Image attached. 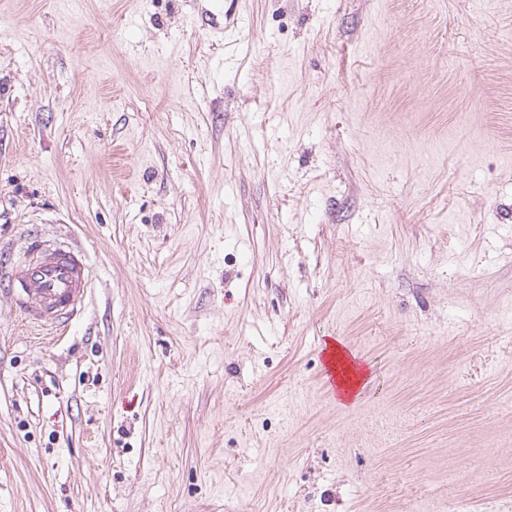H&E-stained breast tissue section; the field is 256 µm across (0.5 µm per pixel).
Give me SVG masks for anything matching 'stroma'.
<instances>
[{"mask_svg":"<svg viewBox=\"0 0 512 512\" xmlns=\"http://www.w3.org/2000/svg\"><path fill=\"white\" fill-rule=\"evenodd\" d=\"M37 237L92 288L0 293V512H512V0H0ZM31 260L15 265L8 295L28 324L61 331L84 306L90 274L82 254L67 245L32 242ZM342 349H343V353L345 354V357L348 360V362L349 363L353 362V363H350L349 366H350V369L354 376L352 374L347 373L346 365H343L342 362H340V363H338L339 375H338V379H336V358L333 361V368H334L333 370H331V368L328 367V365H327V361H328V357L326 354L327 343H326V345H324L322 347L321 352H320L322 366H323V369L326 374V383L328 384V390L334 399L340 400V401H342V399H340V397H347L349 395L350 384L352 383V381L355 378V381L351 385L352 392H351L349 398L352 397V394H354V392L359 387V385L362 382V379L365 376L364 372L360 371V370L364 369L366 366L365 361L362 360L361 357H359L358 355H356L352 351H350L347 347L343 346ZM353 364H354V366H356L355 370L359 371V372H356L353 370V368H352Z\"/></svg>","mask_w":512,"mask_h":512,"instance_id":"1","label":"stroma"}]
</instances>
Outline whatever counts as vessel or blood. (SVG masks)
<instances>
[{
	"label": "vessel or blood",
	"mask_w": 512,
	"mask_h": 512,
	"mask_svg": "<svg viewBox=\"0 0 512 512\" xmlns=\"http://www.w3.org/2000/svg\"><path fill=\"white\" fill-rule=\"evenodd\" d=\"M31 260L15 265L8 294L28 324L64 329L82 309L90 281L82 254L67 245L31 243Z\"/></svg>",
	"instance_id": "obj_1"
}]
</instances>
